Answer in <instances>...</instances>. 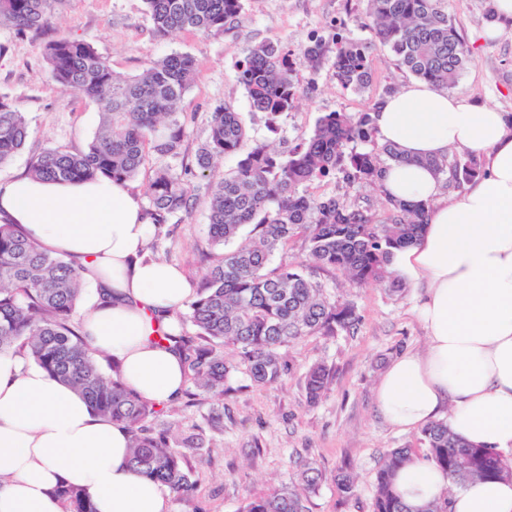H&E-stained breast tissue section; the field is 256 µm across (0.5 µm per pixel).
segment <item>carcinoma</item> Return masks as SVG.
<instances>
[{
	"label": "carcinoma",
	"mask_w": 512,
	"mask_h": 512,
	"mask_svg": "<svg viewBox=\"0 0 512 512\" xmlns=\"http://www.w3.org/2000/svg\"><path fill=\"white\" fill-rule=\"evenodd\" d=\"M55 0H0V22L19 32L49 26ZM367 18L379 44L389 49L416 79L448 89L471 63L469 50L448 21L444 0H366ZM154 33L218 31L242 10V0H145ZM52 77L69 91L95 101L103 124L84 150L44 149L32 156L29 173L57 181H93L107 177L119 183L135 180L147 162L153 176L148 184L147 214L155 227L152 251L169 232L171 218L189 214L198 200L193 180L206 181L209 231L201 249L209 263L187 312L177 317L191 324L196 336L164 333L157 343L178 351L187 381L205 395L222 397L237 364L224 357V347L237 350L251 380L278 383L285 363L278 348L317 333L354 331L359 317L351 303L330 297L325 274H342L363 287L385 283L392 250L409 245L428 223L430 205L405 203L382 195L385 219H375L371 205L306 193L312 182L339 179L380 187L385 166L403 160L399 151L375 140L373 111L328 112L312 135L281 155L264 143L255 145L236 168L214 182L213 161L240 150L245 130L239 113L218 106L210 113L208 132L198 146L195 162L185 161V122L177 104L190 86L194 60L172 54L152 63L133 78L116 76L108 61L89 44L66 36L46 46ZM336 79L361 90L371 81L367 47L343 39L336 48ZM238 79L251 107L275 127L296 99L294 62L280 43L265 41L249 48L239 61ZM30 121L9 97L0 95V168L26 145ZM370 148L346 151L350 143ZM455 188L479 174L476 159L467 156L424 159ZM253 225V236L236 248L231 244L242 229ZM302 239L297 259L273 263L287 252L295 237ZM79 270L64 256L30 239L18 224H0V353L23 355L81 392L92 412L126 427L131 436L132 469L181 497L194 488L188 460L206 448V433L197 428L177 439L153 422L164 408L146 401L120 381L119 365L107 358L102 367L96 351L81 336L82 301ZM330 370L316 364L305 374L311 402L327 389ZM422 447L392 448L383 453L376 471L371 512H413L394 490L397 471L415 459H425L448 474L450 482L512 479V458L454 436L448 420L422 429ZM325 481L311 463L301 467L300 481L282 484L270 493L248 496L238 512H309L310 495ZM336 484L345 497L355 495L352 473L340 471ZM64 512H94L80 489H57Z\"/></svg>",
	"instance_id": "carcinoma-1"
}]
</instances>
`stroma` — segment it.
<instances>
[{
  "label": "stroma",
  "mask_w": 512,
  "mask_h": 512,
  "mask_svg": "<svg viewBox=\"0 0 512 512\" xmlns=\"http://www.w3.org/2000/svg\"><path fill=\"white\" fill-rule=\"evenodd\" d=\"M495 4L446 0L448 19L472 57L455 90L512 113V21L504 22L501 37L485 35L494 23ZM365 11V0H243L240 15L224 30L160 37L144 0H57L45 29L21 34L1 25L0 95L27 112L30 136L26 148L0 169V181L28 172L33 154L44 149L85 148L99 127L96 102L64 90L49 74L45 47L56 37L92 45L123 76L138 75L149 62L173 53L192 56L195 76L179 106L186 124L185 160L190 163L217 106L228 104L241 114L245 146L261 142L284 151L308 138L324 113L368 111L388 91L411 82V74L376 41ZM343 38L368 48L373 79L359 92L341 86L334 76L336 44ZM266 40L292 50L295 62V105L279 118L274 132L265 116L253 111L237 74L243 53ZM314 41L321 44L322 54L311 64L302 59L300 49ZM208 223L207 204L198 200L190 215L171 219V234L158 253L194 283L208 267L199 253L208 238ZM328 292L355 305L359 323L353 334L306 336L281 347L287 371L272 386L254 384L245 370L235 372L223 398V431L211 432L209 451L190 460L194 492L187 499L168 496V512H237L246 496L295 482L306 462L326 476L309 498V512H370L382 453L419 447L420 431L392 427L379 412L376 397L386 367L402 353L426 345V330L415 311L419 289L406 285L392 293L383 285L351 288L332 283ZM316 363L326 365L332 378L326 395L312 404L304 376ZM343 469L356 476L350 498L334 482Z\"/></svg>",
  "instance_id": "35a3bbf8"
}]
</instances>
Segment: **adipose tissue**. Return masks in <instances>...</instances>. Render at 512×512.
Wrapping results in <instances>:
<instances>
[{
    "label": "adipose tissue",
    "instance_id": "obj_1",
    "mask_svg": "<svg viewBox=\"0 0 512 512\" xmlns=\"http://www.w3.org/2000/svg\"><path fill=\"white\" fill-rule=\"evenodd\" d=\"M374 119L378 141L405 156L387 166L383 191L430 204L419 239L390 263L397 279L424 291L427 347L388 365L379 411L402 431L443 416L455 435L512 451V114L417 81L381 100ZM452 149L477 155L482 173L448 197L420 160ZM3 220L83 267L93 290L84 339L112 355L126 386L159 404L177 400L184 363L156 344V329L174 328L193 289L178 267L146 258L153 226L132 185L21 176L0 182ZM62 484L84 489L96 512L166 509L165 487L131 470L124 427L35 363L0 353V512H62ZM394 486L417 512L447 490L454 512H512V481L455 489L423 460L399 470Z\"/></svg>",
    "mask_w": 512,
    "mask_h": 512
}]
</instances>
